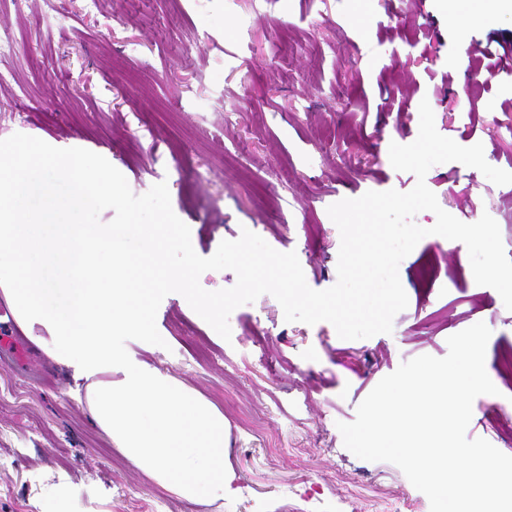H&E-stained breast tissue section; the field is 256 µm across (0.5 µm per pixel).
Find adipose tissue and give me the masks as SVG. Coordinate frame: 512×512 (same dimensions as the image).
Segmentation results:
<instances>
[{
    "instance_id": "adipose-tissue-1",
    "label": "adipose tissue",
    "mask_w": 512,
    "mask_h": 512,
    "mask_svg": "<svg viewBox=\"0 0 512 512\" xmlns=\"http://www.w3.org/2000/svg\"><path fill=\"white\" fill-rule=\"evenodd\" d=\"M118 178L86 157L0 153V298L83 386L76 399L148 478L196 501L229 489L223 412L176 378L124 362L113 339L147 334L146 270L160 224H87Z\"/></svg>"
}]
</instances>
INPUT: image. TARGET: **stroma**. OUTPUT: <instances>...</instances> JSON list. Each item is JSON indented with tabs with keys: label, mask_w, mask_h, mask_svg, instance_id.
Segmentation results:
<instances>
[{
	"label": "stroma",
	"mask_w": 512,
	"mask_h": 512,
	"mask_svg": "<svg viewBox=\"0 0 512 512\" xmlns=\"http://www.w3.org/2000/svg\"><path fill=\"white\" fill-rule=\"evenodd\" d=\"M504 38L503 0H0V139L100 154L137 195L166 182L198 255L246 228L296 252L323 290L340 247L328 206L415 186L389 145L416 139L421 100L441 135L482 144L489 164L512 172V75L482 52ZM425 182L460 221L491 215L512 257V184L458 162ZM399 276L408 306L392 333L360 340L324 321L286 322L268 294L231 313L225 340L180 294L163 299L164 346L126 349L223 411L231 490L205 504L164 490L115 448L73 399L70 369L32 344L30 366L0 358V512H430L396 465L346 449L337 425L402 362L446 356L447 338L480 321L493 369L512 351V311L438 235ZM493 383L467 436L512 455L502 436L512 378Z\"/></svg>",
	"instance_id": "obj_1"
}]
</instances>
